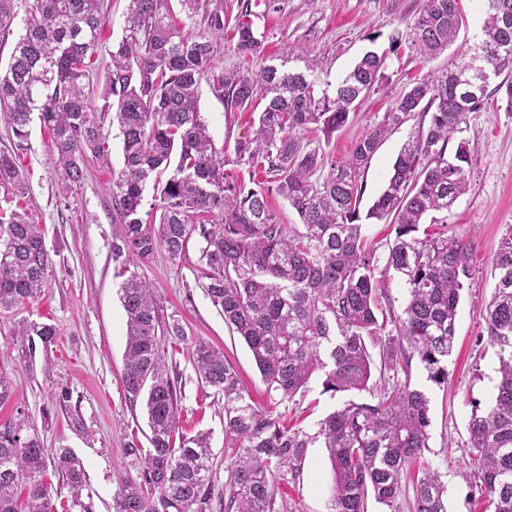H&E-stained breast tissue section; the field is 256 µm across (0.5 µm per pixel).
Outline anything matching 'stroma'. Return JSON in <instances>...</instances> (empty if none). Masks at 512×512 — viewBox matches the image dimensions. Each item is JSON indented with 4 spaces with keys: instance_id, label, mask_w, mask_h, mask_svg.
<instances>
[{
    "instance_id": "stroma-1",
    "label": "stroma",
    "mask_w": 512,
    "mask_h": 512,
    "mask_svg": "<svg viewBox=\"0 0 512 512\" xmlns=\"http://www.w3.org/2000/svg\"><path fill=\"white\" fill-rule=\"evenodd\" d=\"M106 19L93 56L90 84L102 92L110 53L122 38L127 0H106ZM422 5L421 0H224V45L213 67L243 65L234 52L235 27L250 23L264 48L268 63H279L283 52L302 60L320 80L336 83L366 51L385 48L389 34L404 28ZM465 24L456 42L433 64L402 51L390 57L384 90L365 97L336 131L324 150L329 160L346 158L357 140L380 125L395 101L429 67L458 61L480 39L484 15L479 0H460ZM200 109L209 124L217 148L223 149L224 169L234 178L252 183L264 181L263 169L235 162L238 139L250 137L259 109L229 112L209 91H202ZM410 120L393 131L380 145L364 176L363 206H370L381 192L403 143L417 127ZM469 148V186L447 217L451 237L462 240L471 253V279L461 299L455 346L447 385L426 379L419 362H412V386L430 399V439L425 461L439 469L447 488L448 512H490L476 488L469 467L468 424L473 404L490 403L497 379V359L488 344L485 308L495 284L492 258L501 240L512 234V112L490 94L485 107L469 113L460 134ZM112 166L88 161L83 180L66 184L63 167L53 151L49 133L32 123L26 139H17L0 119V148L17 153L29 197L23 207L31 221L45 230L46 247L53 261L48 283L38 299L24 308L0 312V363L12 372L15 389L10 401L0 406V424L24 411L45 446L52 451L70 449L84 463L87 482L75 491L54 471H47L53 499L70 506L75 498H91L93 512H112L118 490L117 475L136 474L138 460L126 454L131 439L145 440L149 429L142 402H129L121 376L125 347V315L117 291L120 264L112 258L117 215L112 201V175L123 166L122 144L112 138ZM363 231L373 246L372 264L385 291L379 298L387 332L401 315L406 291L399 276L386 267L393 228L381 221H365ZM200 240L191 238L185 255L170 260L157 251L146 263L131 262L156 291L160 313L166 321H178L182 335L165 337L161 348L178 376L181 433L213 434V470L217 484H224L228 461L224 455V400L198 382L191 353L196 341L222 348L240 374L254 401L266 400L261 375L244 341L225 325L203 288ZM54 325L57 336L47 357L27 363L18 356L13 330L20 318ZM72 395L67 405L56 403L60 389ZM346 395L324 394L320 380H312L304 397L290 403L287 417L307 434L318 422L346 402ZM82 428H75V420ZM332 473L326 451L312 443L303 451L296 476L280 481L278 512H331L329 487Z\"/></svg>"
}]
</instances>
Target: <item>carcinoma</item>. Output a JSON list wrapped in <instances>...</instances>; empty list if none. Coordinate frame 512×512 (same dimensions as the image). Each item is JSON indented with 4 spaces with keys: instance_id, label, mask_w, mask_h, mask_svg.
Returning <instances> with one entry per match:
<instances>
[{
    "instance_id": "1",
    "label": "carcinoma",
    "mask_w": 512,
    "mask_h": 512,
    "mask_svg": "<svg viewBox=\"0 0 512 512\" xmlns=\"http://www.w3.org/2000/svg\"><path fill=\"white\" fill-rule=\"evenodd\" d=\"M190 18L203 13L204 29L183 34L165 0H128L123 36L111 53L103 105H92L91 58L104 20V0H0V45L16 35L0 72V115L23 140L34 120L48 130L67 179L83 177L87 156L110 166L107 120L122 138L123 167L112 195L120 230L115 259L142 263L163 249L181 258L192 235L202 241L204 291L224 324L250 350L270 403L259 407L244 390L224 350L193 346L202 386L224 398V448L230 458L224 490L212 482L211 437L176 435L181 391L161 355L162 323L153 288L135 271L119 284L126 315L122 387L144 398L150 448L136 441L126 453L140 460L135 476L121 479L112 512H276L277 476L298 471L311 438L277 412L307 391L358 393L318 423L332 472L331 512H365V501L394 512L402 479L412 480L414 512H447L439 471L421 463L428 447L429 398L410 380L370 386L375 363L367 342L380 348V373L408 374L418 357L435 385L448 383L456 319L471 272L470 252L445 232L418 236L425 221L445 223L469 184L465 141L448 144L467 114L480 111L492 78L512 73V0H482L485 19L478 53L447 69L431 70L397 99L385 122L368 130L344 160L328 162L320 145L299 133L328 139L350 112L386 86L387 58L407 48L430 61L455 42L463 25L458 0H423L417 15L389 36L388 48L366 51L336 83L320 88L301 71L283 70L261 57L247 24L237 28L234 50L259 59L253 68L217 70L211 62L224 40V0H179ZM21 32L14 33L16 20ZM226 108L265 106L250 140L235 147L236 163L262 168L270 182L249 187L224 172L199 110L202 85ZM420 114V124L398 153L382 192L361 215L363 178L379 145L394 127ZM153 185L154 223L140 217ZM1 201L24 199L28 187L16 153L0 151ZM276 194L300 223L279 224L269 210ZM395 225L387 268L404 282L407 297L394 320L397 335L378 320L375 279L362 219ZM495 284L486 308L487 340L496 348L498 381L491 403L474 406L469 453L479 473L478 492L493 512H512V234L492 260ZM52 268L40 224L0 209V311L24 307L41 294ZM19 357L35 359L57 330L23 318L14 328ZM52 467L75 490L85 467L68 450L48 453L24 412L0 425V512H54L43 474ZM24 505H19V496Z\"/></svg>"
}]
</instances>
